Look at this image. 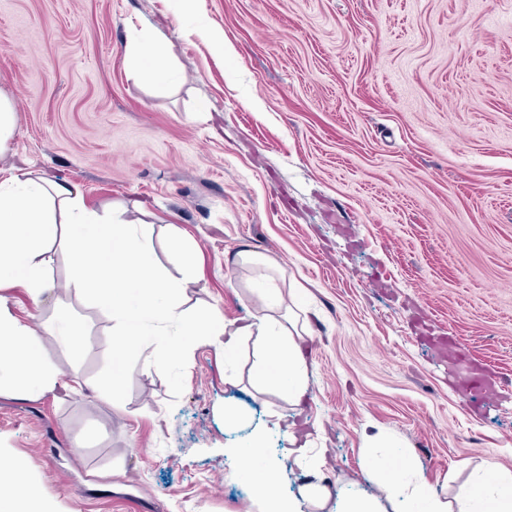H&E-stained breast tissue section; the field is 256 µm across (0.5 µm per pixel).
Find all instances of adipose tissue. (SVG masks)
I'll list each match as a JSON object with an SVG mask.
<instances>
[{
    "label": "adipose tissue",
    "instance_id": "ef3b65f1",
    "mask_svg": "<svg viewBox=\"0 0 512 512\" xmlns=\"http://www.w3.org/2000/svg\"><path fill=\"white\" fill-rule=\"evenodd\" d=\"M135 76L150 85L170 82L174 69L162 36L149 32L127 48ZM124 205L88 208L78 187L42 175L32 168L0 169V393L42 398L55 392L57 378L45 361L42 340L50 336L77 350L81 324L68 313L33 327L15 311L6 291L24 288L33 293L49 289L47 267L55 252H63L75 275L72 285L112 312V371L102 391L114 400L128 373L126 354L137 350L149 373L165 379L173 364L189 357L199 336L232 360L239 340L256 336V380L299 403L307 392L304 359L298 344L301 332L290 316L257 315L248 324H226L212 311L199 325L181 311L180 292L190 271L174 276L152 261L153 240L147 223L126 216ZM263 439L236 449L238 471L256 499L264 500L278 482L276 469L264 466ZM386 498L398 512H448L420 474L403 479L386 464L379 478ZM0 512H42L37 492L21 471L0 469ZM459 512H512V475L500 487L474 485Z\"/></svg>",
    "mask_w": 512,
    "mask_h": 512
}]
</instances>
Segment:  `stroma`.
<instances>
[{
  "label": "stroma",
  "mask_w": 512,
  "mask_h": 512,
  "mask_svg": "<svg viewBox=\"0 0 512 512\" xmlns=\"http://www.w3.org/2000/svg\"><path fill=\"white\" fill-rule=\"evenodd\" d=\"M192 9L230 53L174 0H0V93L19 115L6 155L89 207H143L168 271L173 231L193 240L185 314L216 308L239 326L294 313L307 396L257 386L249 338L231 363L200 345L166 379L129 351L107 401L112 317L68 287L58 252L53 291L8 295L36 323L70 311L85 334L76 353L43 339L53 394H0V462L44 512H268L232 454L257 435L283 501L316 474L394 512L369 477L374 436L452 504L476 476L512 473V0ZM146 27L177 66L163 92L125 60ZM242 248L269 267L226 265ZM269 272L271 308L254 289ZM291 442L306 456L286 463Z\"/></svg>",
  "instance_id": "1"
}]
</instances>
